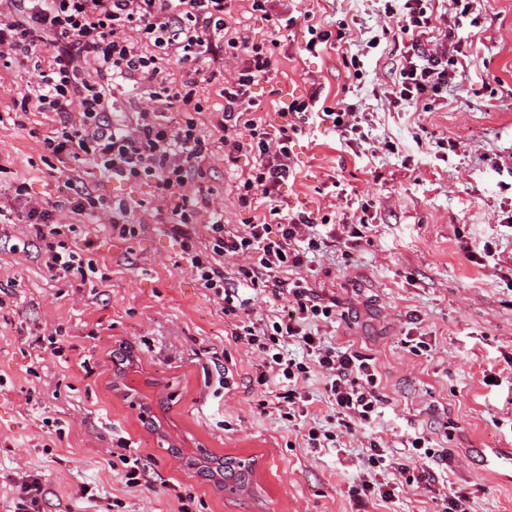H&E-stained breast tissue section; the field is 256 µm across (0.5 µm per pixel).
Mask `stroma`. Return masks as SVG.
<instances>
[{
    "instance_id": "35a3bbf8",
    "label": "stroma",
    "mask_w": 512,
    "mask_h": 512,
    "mask_svg": "<svg viewBox=\"0 0 512 512\" xmlns=\"http://www.w3.org/2000/svg\"><path fill=\"white\" fill-rule=\"evenodd\" d=\"M385 4L290 0L294 24L277 31L237 0L231 21L233 36L276 43L274 76L253 93L269 138L281 131L278 90L330 107L342 99L363 114L349 142L316 119L294 135L295 176L278 195L318 224L370 207L372 229L316 256L306 278L336 301L326 342L376 363V420L334 447L311 448L301 422L259 408L257 355L235 343L223 302L179 261L167 225L128 241L76 225L68 244L97 272L56 281L43 245L22 224L0 222V512H18L13 482L28 475L43 494L25 512H178L186 491L189 512H435L431 492L397 473L379 477L395 487L392 499L362 503L352 493L371 444L398 458L416 432L440 453L433 468L444 485L469 495V512H512V479L484 463L490 449L512 448V171L498 167L512 157V0H478L461 17L455 35L471 66L427 111L388 93L405 47ZM313 20L346 23L351 34L307 51ZM353 56L357 78L345 66ZM54 128L39 113L0 125V204L21 183L31 196L62 199L72 173L104 199L150 201L147 185L46 154ZM448 140L455 151L442 149ZM254 163L249 153L206 161L227 224L251 220L236 186ZM486 243L503 264L468 257ZM121 440L144 465L139 486H126L112 461ZM172 442L250 464L249 493L216 488L169 452Z\"/></svg>"
}]
</instances>
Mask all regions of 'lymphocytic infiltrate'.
<instances>
[{
    "label": "lymphocytic infiltrate",
    "mask_w": 512,
    "mask_h": 512,
    "mask_svg": "<svg viewBox=\"0 0 512 512\" xmlns=\"http://www.w3.org/2000/svg\"><path fill=\"white\" fill-rule=\"evenodd\" d=\"M233 9L234 0H0V67L10 68L21 55H54L52 66L12 99L21 113L58 116L44 150L87 156L101 176L153 187L147 204L108 202L85 187L50 203L28 196L22 185L13 201L24 214L26 234L44 245L45 266L56 280L85 272L82 256L65 239L74 225L106 224L114 238L127 241L149 222L167 220L198 286L223 301L235 341L260 358V408L285 420L307 416L311 401L302 384L316 366L327 379L330 416L350 434L379 414L376 365L352 348L324 344L319 326L335 322L336 311L304 276L336 232L318 230L304 212L282 207L277 196L293 173L292 136L314 104L278 99L282 134L267 138L252 87L271 78L273 48L230 36ZM386 11L410 41L391 95L416 106L457 76L455 32L442 28L425 0H401ZM222 53L239 65L220 78L210 64ZM173 65L187 69L181 82L166 75ZM206 83L218 104L205 98ZM120 98L134 112L131 123L107 118ZM204 112L216 139L201 133ZM216 153L228 163L242 153L254 155L253 169L237 188L239 207L254 213L251 223L225 227L205 165ZM172 199L177 205L171 209ZM258 294L288 301L287 316L269 324L256 319ZM289 342L303 345L310 363L289 358L283 351Z\"/></svg>",
    "instance_id": "f902f5d3"
}]
</instances>
